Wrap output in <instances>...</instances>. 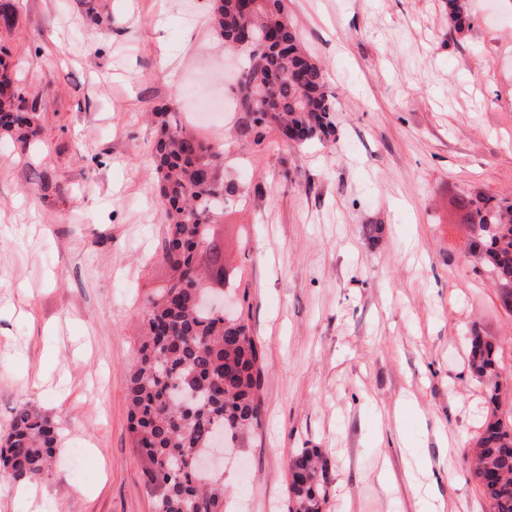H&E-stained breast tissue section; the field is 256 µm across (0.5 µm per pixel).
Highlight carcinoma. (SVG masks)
Masks as SVG:
<instances>
[{
	"label": "carcinoma",
	"mask_w": 512,
	"mask_h": 512,
	"mask_svg": "<svg viewBox=\"0 0 512 512\" xmlns=\"http://www.w3.org/2000/svg\"><path fill=\"white\" fill-rule=\"evenodd\" d=\"M211 28L223 41L243 24L255 29L251 46L239 51L242 74L237 101L245 127L261 134L276 129L286 141H336L333 95L319 62L301 46L285 0H255L249 15L240 0H209ZM458 29L470 22L468 0H448ZM0 59V131L24 143L42 130L35 108L22 109ZM255 93L265 111L252 112ZM158 137L149 151L156 170L158 201L168 236L162 261L169 284L156 290L144 318V336L127 372L129 424L134 447L151 464L150 481L159 493L156 512H224V480L197 469L194 457L210 448L213 435L224 447L240 448L260 428L264 357L243 315L211 308L213 294L204 274L226 280L224 258L213 243L211 214L236 186L224 183V151L187 130L176 115L155 113ZM477 231L482 260L498 286L502 307L512 312V202L478 197L464 201ZM494 341L478 333L470 345V368L485 399L497 405L501 383ZM59 445L46 414L19 406L0 437V477L21 484L41 478ZM470 473L490 512H512V422L497 414L484 422L476 447L463 449ZM291 512H323L325 467L314 449L291 460Z\"/></svg>",
	"instance_id": "1"
}]
</instances>
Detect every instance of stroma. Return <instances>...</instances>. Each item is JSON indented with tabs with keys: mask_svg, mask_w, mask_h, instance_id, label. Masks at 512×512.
<instances>
[{
	"mask_svg": "<svg viewBox=\"0 0 512 512\" xmlns=\"http://www.w3.org/2000/svg\"><path fill=\"white\" fill-rule=\"evenodd\" d=\"M96 5L95 20L86 0H15L0 28L43 119L29 146L0 138V434L28 404L63 436L29 496L0 481V512H155L126 387L170 278L146 151L158 107L223 142L240 189L211 233L265 364L225 512H288L305 448L326 463L324 512H425L432 482L439 512H486L462 454L488 409L469 338L494 339L511 419L512 313L458 203L512 199V0H469L460 32L448 0H288L335 95V141L304 145L253 144L207 0Z\"/></svg>",
	"mask_w": 512,
	"mask_h": 512,
	"instance_id": "1",
	"label": "stroma"
}]
</instances>
